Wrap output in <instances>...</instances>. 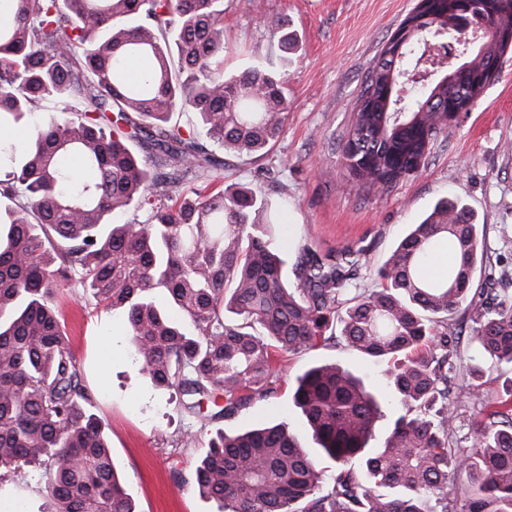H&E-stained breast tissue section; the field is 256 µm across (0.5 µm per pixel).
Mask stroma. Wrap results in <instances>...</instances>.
I'll list each match as a JSON object with an SVG mask.
<instances>
[{"label":"stroma","mask_w":512,"mask_h":512,"mask_svg":"<svg viewBox=\"0 0 512 512\" xmlns=\"http://www.w3.org/2000/svg\"><path fill=\"white\" fill-rule=\"evenodd\" d=\"M416 0H224V68L238 71L273 61L287 73L289 107L279 139L263 155L224 153L226 183H242L265 196L282 224L286 277H293L303 248L340 250L355 243L366 250L357 284L377 286L376 269L442 198L467 204L480 226L485 260L474 285L497 297H512V53L472 109L449 123L424 167L388 190L367 192L350 179L341 161L342 139L359 91L380 49ZM278 18L294 38L282 50L269 28ZM62 314L72 352L105 425L116 470L137 512H218L200 493L195 468L217 433L288 420L305 447L311 435L292 400L294 379L308 368L335 363L385 390V364L344 345L290 355L274 398L257 400L234 416L187 419L175 390L150 383L134 361L121 313L98 306L86 293L61 289ZM117 343L104 358L108 336ZM467 363L482 365V386L466 376L452 384L454 445H472L471 414L502 395L512 364L490 365L468 341ZM0 497L25 512L51 505L36 473L0 475Z\"/></svg>","instance_id":"stroma-1"}]
</instances>
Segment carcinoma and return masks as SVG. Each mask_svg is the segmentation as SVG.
Returning <instances> with one entry per match:
<instances>
[{"mask_svg":"<svg viewBox=\"0 0 512 512\" xmlns=\"http://www.w3.org/2000/svg\"><path fill=\"white\" fill-rule=\"evenodd\" d=\"M448 73L464 60L501 68L498 25L486 0H445ZM0 23V128L42 109L48 119L19 149L0 139V471L44 469L51 512H136L112 464L104 424L71 351L56 288L87 291L124 313L136 360L157 388L174 389L183 413L232 417L274 397L285 355L340 341L388 365L404 408L377 446L383 395L335 364L296 376L293 403L316 453L285 421L211 440L195 469L220 512H448L450 477L465 475L467 512H512V390L473 417L472 448L450 444L448 396L462 364L461 315L470 341L512 363V299L473 291L483 261L467 205L439 201L358 291L365 250L303 249L296 282L283 277L279 222L245 185L224 186L216 151L251 157L276 141L288 112L285 74L251 66L224 74V0H11ZM430 33L409 31L404 54ZM136 59L148 67L138 77ZM403 61L379 53L344 135L355 181L388 187L418 172L448 123V100L471 95L457 77L408 101ZM81 110L57 119L52 107ZM134 142L139 156L129 148ZM134 208L141 220L113 224ZM450 263L422 267L442 245ZM163 296L168 307L157 303ZM336 462L326 475L318 457Z\"/></svg>","mask_w":512,"mask_h":512,"instance_id":"1","label":"carcinoma"}]
</instances>
